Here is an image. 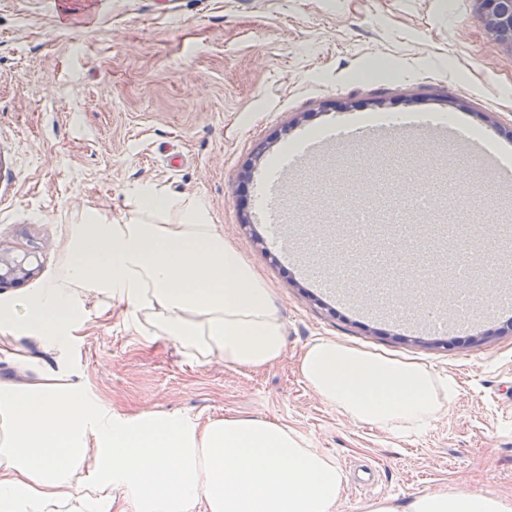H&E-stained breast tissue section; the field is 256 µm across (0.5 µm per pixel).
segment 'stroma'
I'll use <instances>...</instances> for the list:
<instances>
[{
	"label": "stroma",
	"instance_id": "stroma-1",
	"mask_svg": "<svg viewBox=\"0 0 512 512\" xmlns=\"http://www.w3.org/2000/svg\"><path fill=\"white\" fill-rule=\"evenodd\" d=\"M429 111L512 144V48L494 43L475 0H0V251L30 254L32 277L57 272L70 225L93 214L138 223L144 187L204 200L241 257L272 288L286 324L282 359L260 370L215 359L191 364L177 344L133 335L109 304L91 302L64 354L90 397L130 416L164 410L204 425L251 414L284 424L330 457L345 481L336 512L389 497L399 512L418 495L488 492L512 498V318L491 315L512 289V256L482 291L486 314L437 336L373 314L362 275L337 272L323 237L349 197L337 179L405 169L436 176V224L454 212L512 222V183L492 203L493 175L449 140L384 137L313 161L281 199L288 249L271 246L255 208L265 171L301 133L343 119ZM340 274V304L301 272ZM431 287H402L394 309L458 311L440 264ZM330 339L422 364L455 392L423 430L401 436L324 402L300 372L304 347Z\"/></svg>",
	"mask_w": 512,
	"mask_h": 512
}]
</instances>
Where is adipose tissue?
<instances>
[{
  "label": "adipose tissue",
  "instance_id": "adipose-tissue-1",
  "mask_svg": "<svg viewBox=\"0 0 512 512\" xmlns=\"http://www.w3.org/2000/svg\"><path fill=\"white\" fill-rule=\"evenodd\" d=\"M162 224L84 216L56 276L0 299V512H334L342 474L288 426L227 416L204 426L150 411L104 409L62 362L87 304H122L140 337L174 340L188 362L259 370L277 362L286 324L264 281L207 223L203 201L142 189ZM301 372L325 402L386 429L415 430L447 385L420 364L329 339L309 343ZM410 512H512L485 492L417 496Z\"/></svg>",
  "mask_w": 512,
  "mask_h": 512
}]
</instances>
